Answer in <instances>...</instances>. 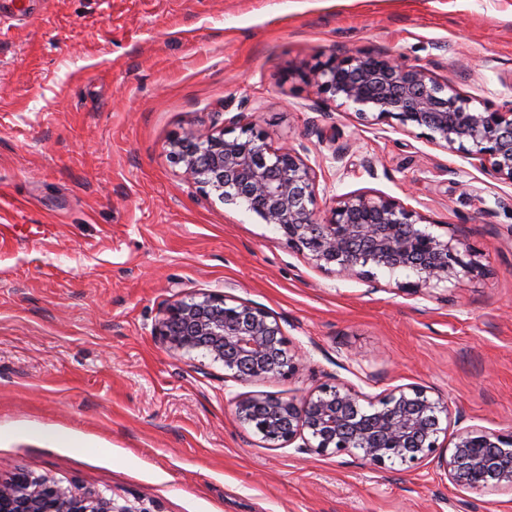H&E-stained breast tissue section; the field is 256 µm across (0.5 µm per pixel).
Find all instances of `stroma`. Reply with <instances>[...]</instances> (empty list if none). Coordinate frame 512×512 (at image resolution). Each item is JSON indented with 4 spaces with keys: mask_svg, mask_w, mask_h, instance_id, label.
<instances>
[{
    "mask_svg": "<svg viewBox=\"0 0 512 512\" xmlns=\"http://www.w3.org/2000/svg\"><path fill=\"white\" fill-rule=\"evenodd\" d=\"M381 53L512 107V0H0V481L149 512H512V493L456 490L436 460L372 471L265 447L235 416L240 396L341 380L370 400L427 387L452 431L512 430V184L308 80ZM216 122L304 144L319 219L349 193L400 201L482 274L418 291L407 270L317 268L173 162ZM204 292L277 317L297 373L242 384L170 351L162 311Z\"/></svg>",
    "mask_w": 512,
    "mask_h": 512,
    "instance_id": "stroma-1",
    "label": "stroma"
}]
</instances>
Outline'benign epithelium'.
<instances>
[{
    "instance_id": "obj_1",
    "label": "benign epithelium",
    "mask_w": 512,
    "mask_h": 512,
    "mask_svg": "<svg viewBox=\"0 0 512 512\" xmlns=\"http://www.w3.org/2000/svg\"><path fill=\"white\" fill-rule=\"evenodd\" d=\"M311 82L360 118H394L408 133L425 129L435 147L475 159L512 184V108L480 110L430 71L386 55L326 62L313 70ZM171 156L205 193L246 204L264 223L276 225L290 247L338 276L368 275L372 268L409 270L427 287L477 269L464 260L463 240L429 232L421 216L393 199L349 194L329 218L319 220L312 208V166L293 147L270 149L259 134L227 138L222 130L194 131L172 142ZM156 335L175 351H206L242 383L287 379L302 360L274 316L247 302L231 304L224 294L202 293L169 305ZM360 400L353 386L338 381L299 400L243 397L236 417L268 448L295 443L301 453L347 452L371 469L395 461L414 469L435 456L459 490L512 493V430L458 428L446 454L439 437L448 434L442 419L447 405L431 398L426 387L396 386L369 402L367 410ZM0 512L151 510L22 473L0 481Z\"/></svg>"
}]
</instances>
